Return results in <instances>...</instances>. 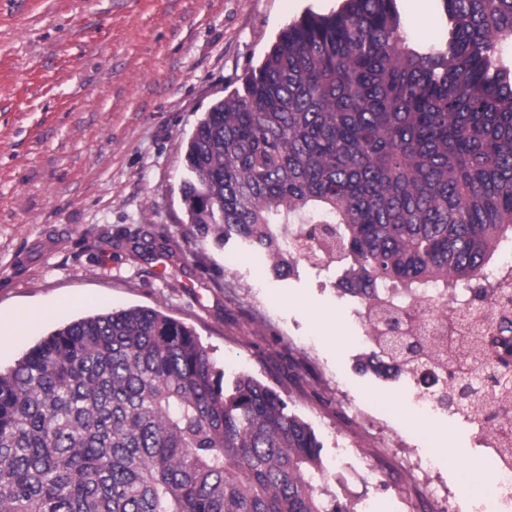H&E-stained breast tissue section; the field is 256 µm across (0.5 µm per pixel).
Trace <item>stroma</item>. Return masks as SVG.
I'll use <instances>...</instances> for the list:
<instances>
[{
    "label": "stroma",
    "instance_id": "1",
    "mask_svg": "<svg viewBox=\"0 0 512 512\" xmlns=\"http://www.w3.org/2000/svg\"><path fill=\"white\" fill-rule=\"evenodd\" d=\"M340 0H0V371L77 318L161 307L193 326L225 380L242 372L278 391L320 441L330 490L358 512H444L462 486L436 447L471 468L476 428L421 415L411 388L362 369L356 301L339 269L267 257L189 230L183 149L199 119L258 65L278 33ZM402 33L424 45L447 32L443 0ZM434 454L431 488L401 445Z\"/></svg>",
    "mask_w": 512,
    "mask_h": 512
}]
</instances>
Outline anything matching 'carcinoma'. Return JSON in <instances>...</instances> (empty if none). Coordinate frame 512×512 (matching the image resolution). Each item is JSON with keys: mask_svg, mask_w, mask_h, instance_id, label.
I'll use <instances>...</instances> for the list:
<instances>
[{"mask_svg": "<svg viewBox=\"0 0 512 512\" xmlns=\"http://www.w3.org/2000/svg\"><path fill=\"white\" fill-rule=\"evenodd\" d=\"M448 36L410 43L396 0H343L278 35L242 87L185 144L187 224L239 239L279 277L304 225L309 261L342 264V291L466 285L512 242V0H443ZM382 356L414 363L425 339L384 315ZM512 393L503 366L481 373ZM440 401L472 396L449 372ZM272 387L224 382L195 329L158 308L78 318L0 371V512H351L326 497L321 445Z\"/></svg>", "mask_w": 512, "mask_h": 512, "instance_id": "obj_1", "label": "carcinoma"}]
</instances>
